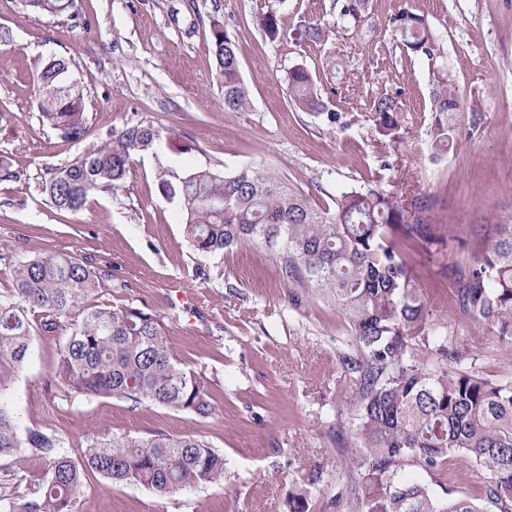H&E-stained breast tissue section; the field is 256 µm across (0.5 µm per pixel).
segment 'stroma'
Segmentation results:
<instances>
[{
  "instance_id": "35a3bbf8",
  "label": "stroma",
  "mask_w": 512,
  "mask_h": 512,
  "mask_svg": "<svg viewBox=\"0 0 512 512\" xmlns=\"http://www.w3.org/2000/svg\"><path fill=\"white\" fill-rule=\"evenodd\" d=\"M344 2L76 0L78 16L69 19L0 0V163L15 173L0 181V248L20 260L61 252L111 267L114 287L102 301L169 314L175 357L210 377L216 407L201 422L169 407L64 393L51 375L65 337L38 335L10 397L18 429L58 434L75 459L89 436L156 432L203 438L224 455L223 484L165 497L87 472L77 512H288L289 493L311 470L321 473L315 512H335L332 496L350 483L355 387L338 362L348 336L343 316L317 301L292 305L266 252L198 254L179 202L159 189L161 170L260 166L322 206L376 180L430 193L432 221L461 230L443 258L407 251L437 298L447 288L442 263L474 260L484 245L470 226L512 219V0H364L367 20L355 29L336 25ZM272 9L285 31L274 41L256 24ZM401 11L425 16L442 59L406 50L391 22ZM215 20L239 47L251 99L241 112L222 106ZM308 24L323 29L321 41L295 40ZM53 54L69 60L85 88L88 123L78 141L39 117L37 67ZM297 64L317 79L339 122L289 105L288 71ZM439 69L462 110L447 154L435 161L427 133ZM384 95L400 105L395 147L373 121L372 103ZM136 122L159 128L162 139L133 156L118 190L90 196L77 212L50 205L39 189L50 169ZM447 322L450 335L473 348L480 374L512 377V342L453 309Z\"/></svg>"
}]
</instances>
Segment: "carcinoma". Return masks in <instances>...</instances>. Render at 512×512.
I'll list each match as a JSON object with an SVG mask.
<instances>
[{
  "label": "carcinoma",
  "instance_id": "carcinoma-1",
  "mask_svg": "<svg viewBox=\"0 0 512 512\" xmlns=\"http://www.w3.org/2000/svg\"><path fill=\"white\" fill-rule=\"evenodd\" d=\"M56 18L75 16V0H23ZM361 0H346L336 26L363 18ZM271 41L281 35L277 12L257 18ZM393 29L406 49L434 59L440 47L428 21L401 12ZM216 76L226 112L250 103L237 46L211 26ZM288 96L302 112L325 110L309 71L288 72ZM43 123L78 140L87 124L84 91L69 62L52 56L37 73ZM431 152L448 150V113L462 103L447 79L433 90ZM376 131L399 140L400 111L392 97L374 103ZM162 138L136 123L50 170L39 185L52 207L81 210L95 192H112L135 154ZM164 196L187 214L191 245L215 253L242 245L263 248L297 303L321 300L348 324L339 356L344 378L356 383L355 428L347 466L352 472L348 512H512V377L492 380L466 366L473 351L448 345L447 314L422 288L406 258L405 242L438 255L455 240L431 222L429 196L404 195L381 184L344 191L333 206L310 202L279 175L245 167L232 174L198 168L159 173ZM487 247L471 263L446 265L448 306L512 339V223L486 226ZM112 272L66 254L17 262L13 288L0 294V453L23 473L21 496L0 491V512H75L83 476L91 470L113 484H140L160 495L224 482V456L198 437L157 433L147 438L93 436L75 460L62 438L18 432L9 407L12 383L27 360L32 337L66 333L53 381L87 397L148 402L207 419L215 411L211 381L172 354L169 317L145 305L100 301ZM486 475L478 495L444 498L458 465ZM319 477L310 473L288 497V512H313Z\"/></svg>",
  "mask_w": 512,
  "mask_h": 512
}]
</instances>
